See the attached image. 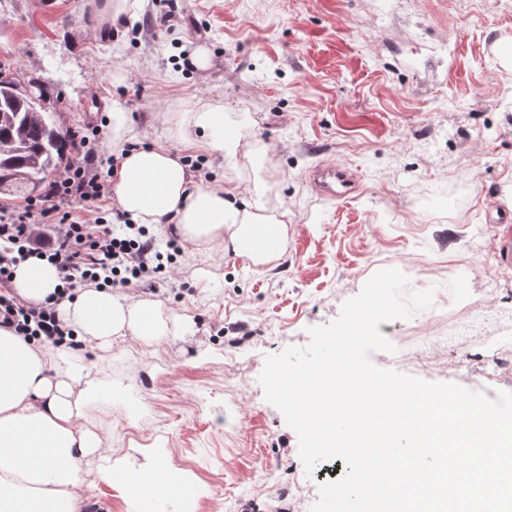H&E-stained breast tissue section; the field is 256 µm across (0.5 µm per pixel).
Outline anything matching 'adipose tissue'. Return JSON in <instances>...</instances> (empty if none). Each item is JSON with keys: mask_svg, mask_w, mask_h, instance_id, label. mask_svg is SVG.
<instances>
[{"mask_svg": "<svg viewBox=\"0 0 512 512\" xmlns=\"http://www.w3.org/2000/svg\"><path fill=\"white\" fill-rule=\"evenodd\" d=\"M162 123L186 148L235 157L239 142L224 133V115L201 105L189 112H166ZM109 145L122 149L128 125L124 113L111 114ZM110 182V201L125 219L154 232L174 229L181 242L196 247L220 241L225 251L257 265L276 261L274 241L286 232L284 220L264 214L259 200L240 202L239 186L195 183L186 164L164 142L123 151ZM16 292L44 301L60 283L58 269L31 257L17 265ZM58 312L78 334L103 349L136 339L144 343L171 333L160 305L143 308L126 294L87 286L61 298ZM101 387L91 368L64 350L29 341L0 328V512H80V465L101 455L104 479L143 500H182L194 486L131 469L103 451L85 422V397Z\"/></svg>", "mask_w": 512, "mask_h": 512, "instance_id": "ef3b65f1", "label": "adipose tissue"}]
</instances>
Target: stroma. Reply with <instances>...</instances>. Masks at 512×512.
Returning <instances> with one entry per match:
<instances>
[{"instance_id":"35a3bbf8","label":"stroma","mask_w":512,"mask_h":512,"mask_svg":"<svg viewBox=\"0 0 512 512\" xmlns=\"http://www.w3.org/2000/svg\"><path fill=\"white\" fill-rule=\"evenodd\" d=\"M175 26L140 30L143 0L113 26L92 0H0V73L41 85L57 124L96 128L125 112L128 143L184 145L158 118L207 104L223 112L238 156L203 157L195 181L258 186L286 235L273 268L219 245L178 255L155 287L128 289L163 306L177 333L82 354L114 394L86 414L113 458L162 456L197 488L194 512H309L329 461L305 475L298 437L264 398L265 358L306 346L377 271L435 287L434 305L393 323L394 352L372 363L488 397L512 392V372L487 381L491 355L512 356V265L492 227L512 225V0H176ZM204 48L207 68L187 60ZM352 173L344 200L313 190L319 165ZM465 257L458 268L448 260ZM502 317L492 350L441 343L471 302ZM464 363L469 373L456 371ZM85 502L133 512L105 482L98 457L81 465Z\"/></svg>"}]
</instances>
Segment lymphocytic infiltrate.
Masks as SVG:
<instances>
[{
	"label": "lymphocytic infiltrate",
	"mask_w": 512,
	"mask_h": 512,
	"mask_svg": "<svg viewBox=\"0 0 512 512\" xmlns=\"http://www.w3.org/2000/svg\"><path fill=\"white\" fill-rule=\"evenodd\" d=\"M59 175L47 182L38 199L24 207H0V326L16 335L39 337L58 345L74 339L54 304L21 299L13 285V269L30 256L59 269L62 293L93 284L134 287L163 272V255L143 226L124 224L114 232L101 204L117 156L101 157L82 131H70ZM79 209H69L70 201Z\"/></svg>",
	"instance_id": "f902f5d3"
}]
</instances>
